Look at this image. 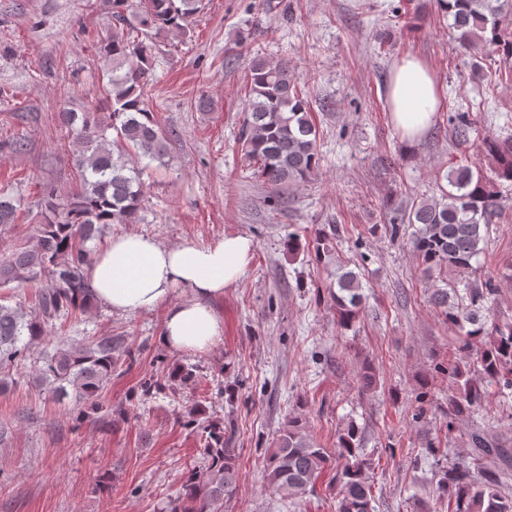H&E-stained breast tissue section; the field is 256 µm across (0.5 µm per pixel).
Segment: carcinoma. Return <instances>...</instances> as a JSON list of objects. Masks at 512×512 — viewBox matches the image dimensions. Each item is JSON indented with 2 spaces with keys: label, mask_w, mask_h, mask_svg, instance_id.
I'll list each match as a JSON object with an SVG mask.
<instances>
[{
  "label": "carcinoma",
  "mask_w": 512,
  "mask_h": 512,
  "mask_svg": "<svg viewBox=\"0 0 512 512\" xmlns=\"http://www.w3.org/2000/svg\"><path fill=\"white\" fill-rule=\"evenodd\" d=\"M202 0H108L112 32L97 41L105 68L104 112L60 110L67 138L81 147L76 163L77 188L61 195L42 189L40 224L32 242L0 260V285L29 284L44 277L34 314L0 306V369L18 364L24 352L47 335L49 322L84 314L95 305L87 270V243L102 236L111 224H129L138 218L144 190L143 159L167 164L168 142L156 119V107L146 94L155 44L152 36L164 33L182 40L190 35L201 12ZM451 19L460 46L479 62L499 57L512 62V0H438ZM456 141L470 142L471 125L463 116L448 118ZM241 153L253 174L275 197L286 187L312 179L318 171V131L310 105L286 61L253 59L244 84L243 118L239 132ZM480 151L493 159L485 173L470 165L451 166L439 186L440 197L412 203L400 223L415 224L413 249L423 271L463 272L483 253L489 226L502 216L499 187L512 184V138L486 136ZM21 204L0 193V232L14 223ZM334 295L339 324L349 326L359 316L362 285L352 271L336 273ZM498 292L489 278L466 292L461 308L448 291L438 290L434 304L449 322L466 329L462 351L480 336L489 342L477 351L480 379L468 363H448L454 387L448 399V424L471 415L486 395L483 383L497 386L500 397L512 399V325L486 328L484 312L491 310ZM28 341L21 342V337ZM131 352L114 336H99L55 349L46 355L35 382L58 400L74 392L77 401L96 405L95 398ZM359 384L364 391L377 388L375 368L362 363ZM224 438V427L207 428L206 464L191 468L179 496L168 512H224V503L237 493L238 451ZM473 462L438 471L440 505L447 512H512V497L501 492L504 449L486 435H469ZM372 460L363 453L362 431L349 423L338 431L336 452L320 447L302 420L288 417L270 448L265 480L269 491L302 499L315 491L324 471H334L336 512H373L374 495L367 481Z\"/></svg>",
  "instance_id": "carcinoma-1"
}]
</instances>
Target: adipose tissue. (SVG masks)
Segmentation results:
<instances>
[{"mask_svg":"<svg viewBox=\"0 0 512 512\" xmlns=\"http://www.w3.org/2000/svg\"><path fill=\"white\" fill-rule=\"evenodd\" d=\"M387 102L402 141L417 144L440 103L431 67L412 55L401 58L387 87ZM252 250L249 237L234 233L206 244L165 246L129 232L94 256L88 278L96 300L113 311L163 309L160 340L170 351H204L224 332V321L211 302L238 282ZM179 285L190 288L192 297L171 302Z\"/></svg>","mask_w":512,"mask_h":512,"instance_id":"adipose-tissue-1","label":"adipose tissue"}]
</instances>
